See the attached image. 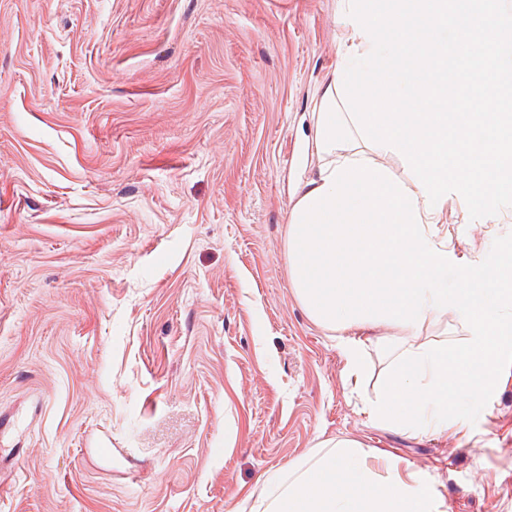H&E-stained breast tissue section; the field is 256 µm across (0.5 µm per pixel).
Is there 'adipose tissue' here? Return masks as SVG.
Masks as SVG:
<instances>
[{
	"label": "adipose tissue",
	"instance_id": "1",
	"mask_svg": "<svg viewBox=\"0 0 512 512\" xmlns=\"http://www.w3.org/2000/svg\"><path fill=\"white\" fill-rule=\"evenodd\" d=\"M304 150L316 160L292 190L291 286L308 315L334 332L344 378L361 386L368 350L389 353L385 390L363 406L370 420L415 435L465 432L464 409L497 386L512 360V247L496 263L464 255L450 225L458 200L425 211L420 188L397 177L392 153L364 146L326 78ZM452 318L448 339L423 333ZM427 479L386 451L329 441L267 473L235 512H441Z\"/></svg>",
	"mask_w": 512,
	"mask_h": 512
}]
</instances>
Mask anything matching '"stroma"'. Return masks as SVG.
I'll return each mask as SVG.
<instances>
[{
  "label": "stroma",
  "mask_w": 512,
  "mask_h": 512,
  "mask_svg": "<svg viewBox=\"0 0 512 512\" xmlns=\"http://www.w3.org/2000/svg\"><path fill=\"white\" fill-rule=\"evenodd\" d=\"M338 0H0V512H232L327 440L512 512V362L466 435L372 424L290 286ZM496 261L512 222L452 225ZM112 450L92 462L88 439Z\"/></svg>",
  "instance_id": "stroma-1"
}]
</instances>
